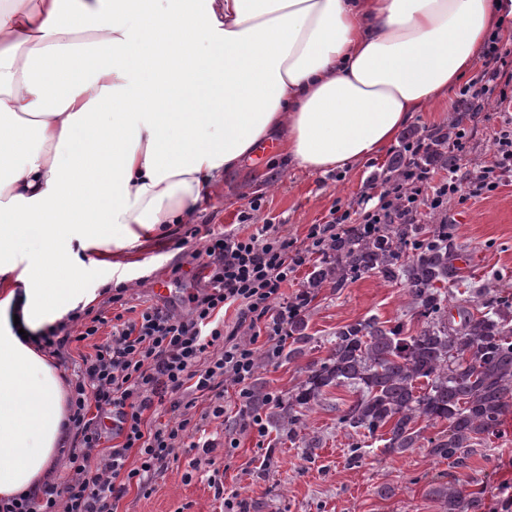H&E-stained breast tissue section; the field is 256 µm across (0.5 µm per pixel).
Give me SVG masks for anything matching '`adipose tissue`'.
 Listing matches in <instances>:
<instances>
[{"instance_id":"obj_1","label":"adipose tissue","mask_w":512,"mask_h":512,"mask_svg":"<svg viewBox=\"0 0 512 512\" xmlns=\"http://www.w3.org/2000/svg\"><path fill=\"white\" fill-rule=\"evenodd\" d=\"M501 0H0V112L33 129L0 179V500L53 483L68 391L38 334L280 136L294 168L374 157L470 72ZM111 118L86 120L102 103Z\"/></svg>"}]
</instances>
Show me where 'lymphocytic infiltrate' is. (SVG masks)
<instances>
[{
    "label": "lymphocytic infiltrate",
    "instance_id": "1",
    "mask_svg": "<svg viewBox=\"0 0 512 512\" xmlns=\"http://www.w3.org/2000/svg\"><path fill=\"white\" fill-rule=\"evenodd\" d=\"M480 72L459 89L457 103L495 99L502 113L493 127L491 161L479 169L454 163L446 177L437 166L419 161L426 138L406 142L400 174L378 185L369 180L360 198L329 221L311 225L303 241L271 224L242 237L235 233L191 230L193 257L207 272L208 286L187 298L189 310L150 305L134 319L95 315L79 340L112 327L94 355L84 358L68 398V455L71 475L46 485L41 494L0 502V512H118L130 487L149 493L177 448L191 437L189 419L157 422L160 407L179 410L185 400L204 402L205 416L224 415V389L248 399V385L258 365L256 343L266 337L273 352L286 343L290 322L304 304L288 299L284 288L293 274L316 255H327L337 237L352 228L375 233L382 224L416 221L422 209L444 210L449 201H467L495 191L512 176V26L491 33L480 55ZM235 309L237 323L224 325ZM104 461L93 454L110 437ZM138 463L128 466L129 451Z\"/></svg>",
    "mask_w": 512,
    "mask_h": 512
}]
</instances>
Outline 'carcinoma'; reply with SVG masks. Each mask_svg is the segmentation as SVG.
<instances>
[{"mask_svg": "<svg viewBox=\"0 0 512 512\" xmlns=\"http://www.w3.org/2000/svg\"><path fill=\"white\" fill-rule=\"evenodd\" d=\"M455 249L444 224H383L371 235L357 230L336 239L302 301L326 283L342 288L372 273L404 285L423 325L410 333L370 318L339 327L327 356L307 363L294 393L276 400L272 425L288 428V440L296 441L305 412L320 405L328 389L347 387L355 398L341 410L339 426L379 436L390 454L417 446L421 419L447 424L428 440L429 452L456 463L499 432L512 406V300L503 297L476 313L460 306V322L450 320V293L441 285L452 273ZM305 330L304 317L292 321L288 360L304 355ZM428 494L443 512L481 508V499L455 482L433 481Z\"/></svg>", "mask_w": 512, "mask_h": 512, "instance_id": "1", "label": "carcinoma"}]
</instances>
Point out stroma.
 <instances>
[{
    "mask_svg": "<svg viewBox=\"0 0 512 512\" xmlns=\"http://www.w3.org/2000/svg\"><path fill=\"white\" fill-rule=\"evenodd\" d=\"M401 151V142L395 141L371 159L327 174L292 169L275 152L253 155L215 181L191 216L170 225L166 236L132 250L106 252L107 276L130 279L123 303H114L111 289H102L88 310L65 325V333L77 334L81 323L96 314L132 318L162 302L186 314L188 295L207 286L190 248L180 244L187 232L198 228L246 236L257 225L279 224L290 238L304 240L311 225L325 223L331 212L355 202L371 178H385ZM420 221L447 223L459 254L471 258L448 282L454 303L473 309L512 296V184L450 203L440 212L424 211ZM159 282L165 295L154 291ZM374 317L409 331L421 326L403 285L378 275H363L340 289L319 288L305 310L311 342L304 362L324 358L340 326ZM267 350V345L258 347L255 377L265 392L280 398L303 380V362H288L281 353L271 357ZM353 397L351 390L337 388L323 406L306 412L302 432L319 442L310 457L301 443L288 441L273 427L260 432L244 425L235 393H225L223 417L206 419L201 407L190 408L186 417L201 424L213 448L177 449L153 492L145 496L130 488L119 512H221L208 481L214 472L225 492L245 501L248 512H441L427 488L433 477L448 474L457 476L466 491H483L485 512H505L504 501H512V411L499 432L471 448L465 466L457 468L429 452L427 440L441 432V425L424 423L418 447L394 455L367 431L338 427V410ZM232 438L237 441L233 448L227 445ZM355 441L361 456L353 463L348 445ZM383 486L393 488L391 497L379 496Z\"/></svg>",
    "mask_w": 512,
    "mask_h": 512,
    "instance_id": "1",
    "label": "stroma"
}]
</instances>
